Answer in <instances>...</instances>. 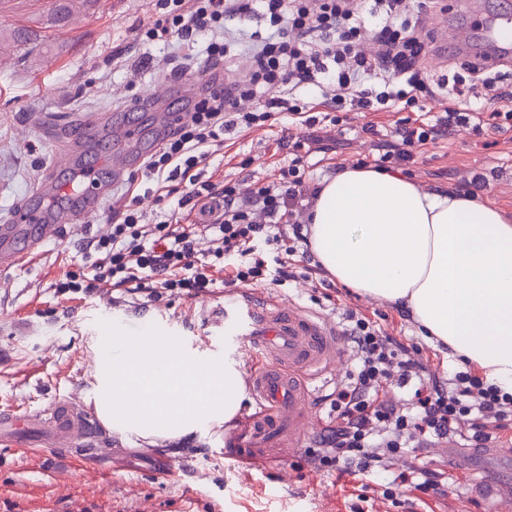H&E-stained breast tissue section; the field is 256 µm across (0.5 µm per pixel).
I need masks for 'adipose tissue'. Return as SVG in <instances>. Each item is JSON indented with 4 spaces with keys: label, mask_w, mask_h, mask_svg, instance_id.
<instances>
[{
    "label": "adipose tissue",
    "mask_w": 512,
    "mask_h": 512,
    "mask_svg": "<svg viewBox=\"0 0 512 512\" xmlns=\"http://www.w3.org/2000/svg\"><path fill=\"white\" fill-rule=\"evenodd\" d=\"M309 222L312 251L331 276L407 310L461 364L512 388V220L498 208L352 167L321 183ZM95 379L102 423L150 445L222 423L241 389L223 361L180 351L126 360Z\"/></svg>",
    "instance_id": "1"
}]
</instances>
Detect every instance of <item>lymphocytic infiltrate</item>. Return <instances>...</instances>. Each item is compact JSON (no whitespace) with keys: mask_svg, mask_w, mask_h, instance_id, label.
I'll return each instance as SVG.
<instances>
[{"mask_svg":"<svg viewBox=\"0 0 512 512\" xmlns=\"http://www.w3.org/2000/svg\"><path fill=\"white\" fill-rule=\"evenodd\" d=\"M386 18L367 29L357 0H156L158 18L143 30L149 42H177L193 48L207 36L208 62H223L231 49L226 24L254 12L264 16L269 33L251 54L250 85L214 83L208 96L188 108V119L146 160L141 176L132 177L128 203L114 216L107 234L94 239L82 254L78 271L66 274L62 291L82 293L95 288L147 291L153 299L165 295L194 297L216 282L247 287L266 279V246H275L280 280L291 273L290 259L309 246L300 220L307 198L302 149L281 171L278 189L239 184L215 186L204 180L201 163L211 148L224 144L232 129L259 127L276 113H288L295 123L314 125L298 103L276 97L284 86L312 84L322 97L358 110L389 111L398 105L418 107L432 90L422 78L424 39L420 20L408 0H374ZM377 49L367 56L357 50L364 34ZM485 68L464 64L455 75L448 110L435 124L402 119L398 143L376 161L381 169L407 161L416 148L459 126L482 130L490 126L512 133V91L497 92V108L485 111L477 100ZM381 75L382 91L360 89L361 80ZM273 96L255 108L246 101L258 89ZM174 200L176 209L193 205L204 220L178 230L171 219L149 224L140 209L143 198ZM207 241L199 254V241ZM356 365L331 395L333 420L319 447L306 449L310 463L321 471L365 474L382 463L419 448L431 439L458 438L482 448L512 430V392L484 381L475 370L460 371L440 384L434 373L410 349L382 330L364 313L346 312ZM411 391L410 407L396 403L390 388Z\"/></svg>","mask_w":512,"mask_h":512,"instance_id":"1","label":"lymphocytic infiltrate"}]
</instances>
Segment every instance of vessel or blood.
I'll return each mask as SVG.
<instances>
[{
  "label": "vessel or blood",
  "instance_id": "vessel-or-blood-1",
  "mask_svg": "<svg viewBox=\"0 0 512 512\" xmlns=\"http://www.w3.org/2000/svg\"><path fill=\"white\" fill-rule=\"evenodd\" d=\"M483 64L492 68L512 64V20L491 15L483 26ZM99 124L82 125L75 136L64 137L63 165L74 168L73 145L94 141ZM110 179L96 170L80 174L76 197L67 209L47 217L42 207L22 200L0 220V269H10L32 260L51 239L69 234L96 214L112 191L127 182L133 168L132 157L113 152ZM220 326L224 331V351L238 362L240 375L256 403V413L243 416L242 424L224 434V453L235 460H262L270 456L296 455L308 447L314 423L313 397L309 379L336 380L349 352L346 335L330 317L310 314L293 302L270 297L257 289H238L225 294ZM130 320H122L112 330L106 350L96 365L110 370L115 361L131 352L162 360L181 344L180 336L159 330L150 343L130 349L133 335ZM96 416L74 410L67 402L55 404L38 440H30L28 418L19 411L0 415V440L36 443L55 454L71 456L96 447L99 433ZM449 459L465 468L486 467L489 458L500 465L494 468L483 497L491 512H512V453L496 448L470 452L456 445L448 447Z\"/></svg>",
  "mask_w": 512,
  "mask_h": 512
}]
</instances>
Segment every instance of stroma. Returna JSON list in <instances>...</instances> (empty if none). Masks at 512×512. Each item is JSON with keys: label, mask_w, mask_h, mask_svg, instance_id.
<instances>
[{"label": "stroma", "mask_w": 512, "mask_h": 512, "mask_svg": "<svg viewBox=\"0 0 512 512\" xmlns=\"http://www.w3.org/2000/svg\"><path fill=\"white\" fill-rule=\"evenodd\" d=\"M156 0H81L62 27L49 26L58 0H0V29L28 26V44L0 42V217L31 195L56 160L58 131L97 112L116 113L143 96L181 100L174 65L201 71L205 59L173 52L139 36L156 18ZM428 23L447 30L480 25L490 0H412ZM301 98L312 105L314 127L290 125L286 114L272 124L232 132L224 148L203 164L206 180L217 185H279L280 169L292 158L296 137L310 138L309 187L346 167L373 166L386 145L395 143V112H360L320 103L313 91ZM395 173L421 190L466 191L473 174L488 186L478 201L512 213V137L487 129L454 128L448 136L417 149L412 163ZM115 208L105 203L75 234L45 244L29 265L0 271V410L37 414L55 400L92 409L87 392L94 361L114 321L139 319L178 332L185 346L223 354L215 309L224 301L223 283L196 297L167 296L100 288L87 294L62 293L59 280L77 270L81 250L106 233ZM335 300L328 316L342 320L345 308L375 316L399 341L417 347L438 375L459 365L420 325L394 305L357 295L325 277L322 288L298 280L266 285L274 298L317 311L320 289ZM294 478L280 477V462L246 470L224 455V427L213 424L190 437L155 446L135 436L107 431L93 458L60 459L36 448L0 445V512H405L384 494V482L370 479L367 502L356 498L352 476L317 472L296 457ZM171 466V476L159 470ZM389 471L412 469L414 482L438 485L426 497L432 512H489L475 491L478 470H458L438 448H417L390 459Z\"/></svg>", "instance_id": "obj_1"}]
</instances>
